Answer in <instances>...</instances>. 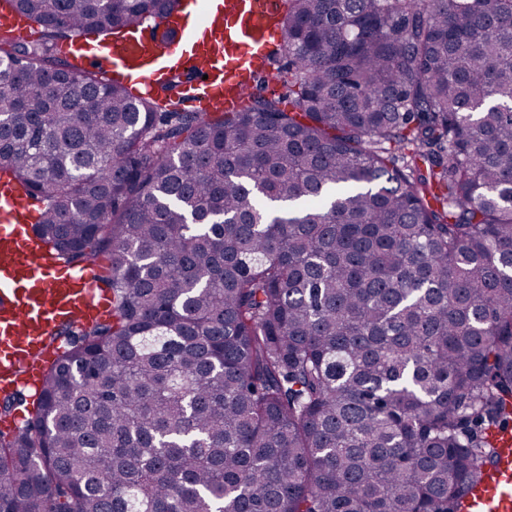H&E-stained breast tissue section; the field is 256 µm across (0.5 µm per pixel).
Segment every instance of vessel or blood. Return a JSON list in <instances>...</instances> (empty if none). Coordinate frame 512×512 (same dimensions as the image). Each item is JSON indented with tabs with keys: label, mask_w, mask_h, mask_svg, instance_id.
Wrapping results in <instances>:
<instances>
[{
	"label": "vessel or blood",
	"mask_w": 512,
	"mask_h": 512,
	"mask_svg": "<svg viewBox=\"0 0 512 512\" xmlns=\"http://www.w3.org/2000/svg\"><path fill=\"white\" fill-rule=\"evenodd\" d=\"M279 0H193L185 33L174 20L140 27L114 47L86 46L79 33L66 41L68 59L106 77L137 81L142 97L155 96L170 67L186 75L181 94L198 112L239 108L253 88V73L269 68L272 50L284 47ZM0 27L25 34L29 23L11 0H0ZM168 39L165 65L133 67L161 39ZM39 203L0 184V390L18 392L23 381L43 379L49 341L69 322H99L112 315L99 268L54 264L34 244ZM496 464L468 499V512H512V432L497 433Z\"/></svg>",
	"instance_id": "1"
}]
</instances>
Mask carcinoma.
I'll return each mask as SVG.
<instances>
[{
  "label": "carcinoma",
  "instance_id": "carcinoma-1",
  "mask_svg": "<svg viewBox=\"0 0 512 512\" xmlns=\"http://www.w3.org/2000/svg\"><path fill=\"white\" fill-rule=\"evenodd\" d=\"M0 174L112 320L0 433V512H460L512 425V0H285L240 112L56 54L174 0H13ZM0 27L12 30L22 36L28 31L29 23L26 17L19 13L11 2L3 1L0 4Z\"/></svg>",
  "mask_w": 512,
  "mask_h": 512
}]
</instances>
